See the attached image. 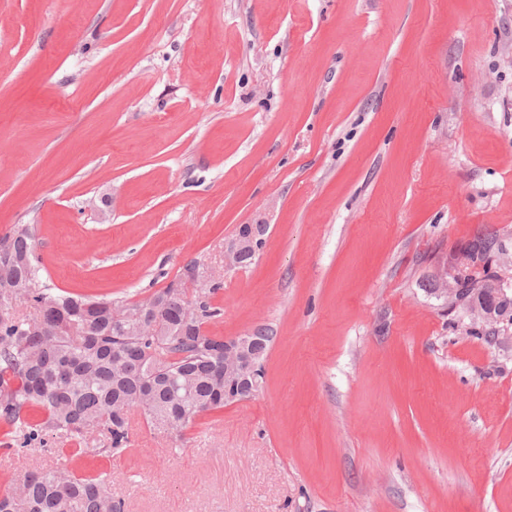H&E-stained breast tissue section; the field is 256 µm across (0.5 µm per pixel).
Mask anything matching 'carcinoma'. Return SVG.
<instances>
[{"label": "carcinoma", "instance_id": "1", "mask_svg": "<svg viewBox=\"0 0 512 512\" xmlns=\"http://www.w3.org/2000/svg\"><path fill=\"white\" fill-rule=\"evenodd\" d=\"M35 227L16 224L0 238V420L11 426L7 444L72 445L71 458L128 451L135 414L150 413L153 427L182 432L210 411L224 408V337L205 324L221 314L212 299L223 287H184L178 274L151 294L153 320L169 334L129 331L113 312L126 300L58 294L39 278ZM494 232L473 246L486 272L505 254ZM99 439L100 446L86 447ZM106 473L33 469L0 490V512H122Z\"/></svg>", "mask_w": 512, "mask_h": 512}]
</instances>
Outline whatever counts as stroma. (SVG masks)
Here are the masks:
<instances>
[{
	"label": "stroma",
	"instance_id": "obj_1",
	"mask_svg": "<svg viewBox=\"0 0 512 512\" xmlns=\"http://www.w3.org/2000/svg\"><path fill=\"white\" fill-rule=\"evenodd\" d=\"M261 223L207 329H273L262 390L84 467L124 512H512V331L427 289L481 232L512 274V0H0V237L52 288L137 301Z\"/></svg>",
	"mask_w": 512,
	"mask_h": 512
}]
</instances>
